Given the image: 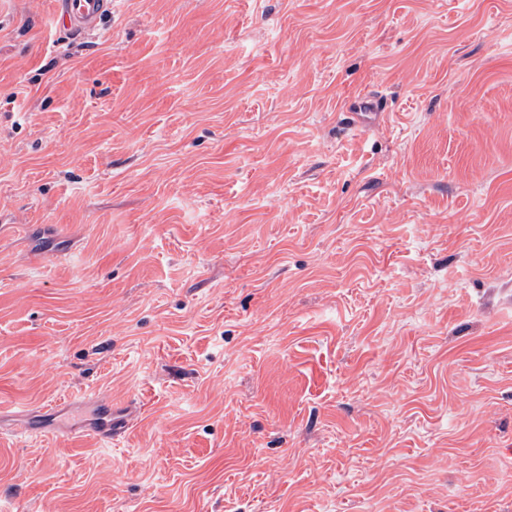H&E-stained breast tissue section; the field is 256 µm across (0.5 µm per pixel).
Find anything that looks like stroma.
Here are the masks:
<instances>
[{
	"label": "stroma",
	"mask_w": 512,
	"mask_h": 512,
	"mask_svg": "<svg viewBox=\"0 0 512 512\" xmlns=\"http://www.w3.org/2000/svg\"><path fill=\"white\" fill-rule=\"evenodd\" d=\"M0 512H512V0H0ZM54 15L65 28L75 32L97 29L112 13V0H52ZM47 416L51 418L48 425L49 434L68 431L77 437L92 435L97 438H113L120 429V426L116 427V421H112V408L101 403L97 404L95 418L89 423L71 417H61V414L54 412Z\"/></svg>",
	"instance_id": "obj_1"
}]
</instances>
